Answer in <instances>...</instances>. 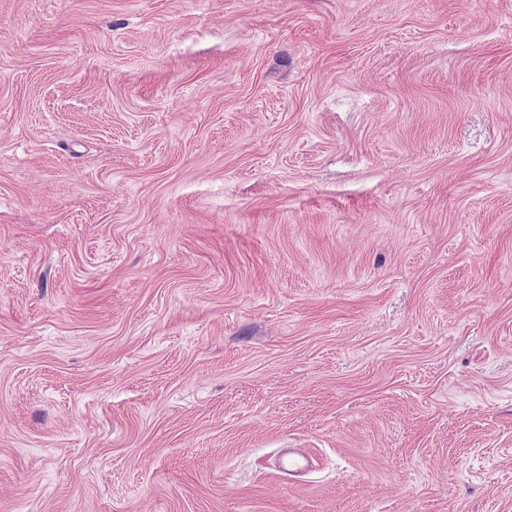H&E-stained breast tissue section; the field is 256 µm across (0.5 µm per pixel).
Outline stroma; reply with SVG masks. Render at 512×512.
I'll return each mask as SVG.
<instances>
[{
	"instance_id": "35a3bbf8",
	"label": "stroma",
	"mask_w": 512,
	"mask_h": 512,
	"mask_svg": "<svg viewBox=\"0 0 512 512\" xmlns=\"http://www.w3.org/2000/svg\"><path fill=\"white\" fill-rule=\"evenodd\" d=\"M0 512H512V0H0Z\"/></svg>"
}]
</instances>
